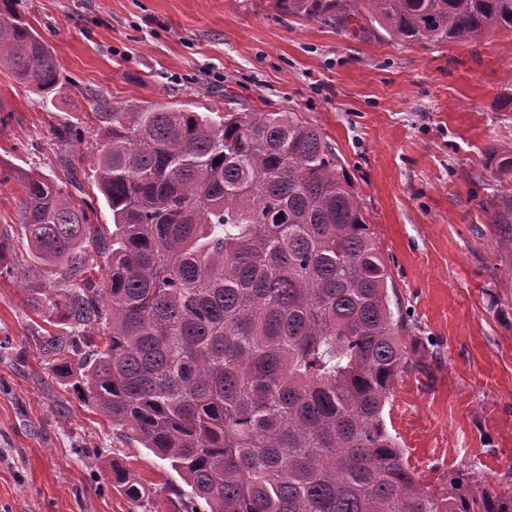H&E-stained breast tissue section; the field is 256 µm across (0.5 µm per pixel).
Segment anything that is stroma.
<instances>
[{"mask_svg": "<svg viewBox=\"0 0 512 512\" xmlns=\"http://www.w3.org/2000/svg\"><path fill=\"white\" fill-rule=\"evenodd\" d=\"M60 65L41 96L0 68V165L54 180L92 223L111 213L85 161L99 113L171 102L195 112L293 110L352 175L418 363L383 417L421 483L512 492V247L498 243L491 148L512 144V33L426 49L344 32L275 0H17ZM69 127L77 139L61 141ZM19 182L0 186V512H141L112 464L182 512L167 461L113 431L53 376L39 340L48 282L18 224Z\"/></svg>", "mask_w": 512, "mask_h": 512, "instance_id": "stroma-1", "label": "stroma"}]
</instances>
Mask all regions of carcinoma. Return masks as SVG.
<instances>
[{"mask_svg": "<svg viewBox=\"0 0 512 512\" xmlns=\"http://www.w3.org/2000/svg\"><path fill=\"white\" fill-rule=\"evenodd\" d=\"M431 48L512 32V0H278ZM57 89L53 51L0 0V67ZM90 168L112 227L43 174L18 219L53 286L49 370L170 463L184 512H512V493L422 485L383 412L418 339L335 148L300 113L219 119L170 104L100 113ZM512 246V193L493 220ZM104 260L98 281L92 256ZM132 501L153 491L112 464Z\"/></svg>", "mask_w": 512, "mask_h": 512, "instance_id": "cac0c4a2", "label": "carcinoma"}]
</instances>
